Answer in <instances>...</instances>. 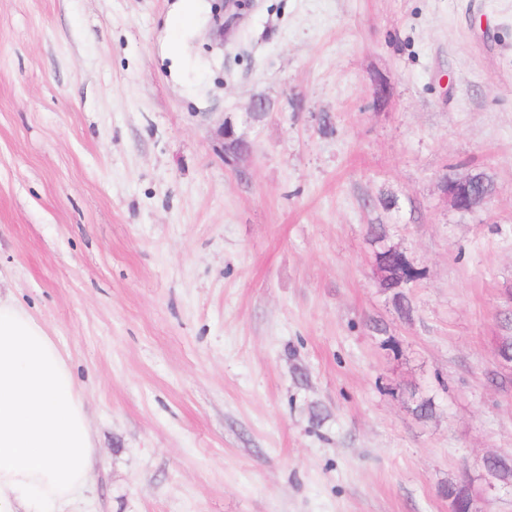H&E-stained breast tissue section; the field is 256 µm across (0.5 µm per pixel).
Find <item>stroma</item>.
<instances>
[{
	"instance_id": "35a3bbf8",
	"label": "stroma",
	"mask_w": 512,
	"mask_h": 512,
	"mask_svg": "<svg viewBox=\"0 0 512 512\" xmlns=\"http://www.w3.org/2000/svg\"><path fill=\"white\" fill-rule=\"evenodd\" d=\"M181 4L0 0V284L87 400L74 512H449L512 457V0ZM478 178L471 174L462 179L443 180L441 189L445 197L450 199L453 206L460 211H471L485 207L491 200V196L479 199L476 189Z\"/></svg>"
}]
</instances>
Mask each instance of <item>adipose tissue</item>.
<instances>
[{
	"instance_id": "obj_1",
	"label": "adipose tissue",
	"mask_w": 512,
	"mask_h": 512,
	"mask_svg": "<svg viewBox=\"0 0 512 512\" xmlns=\"http://www.w3.org/2000/svg\"><path fill=\"white\" fill-rule=\"evenodd\" d=\"M95 462L84 394L66 357L0 291V512H66Z\"/></svg>"
}]
</instances>
